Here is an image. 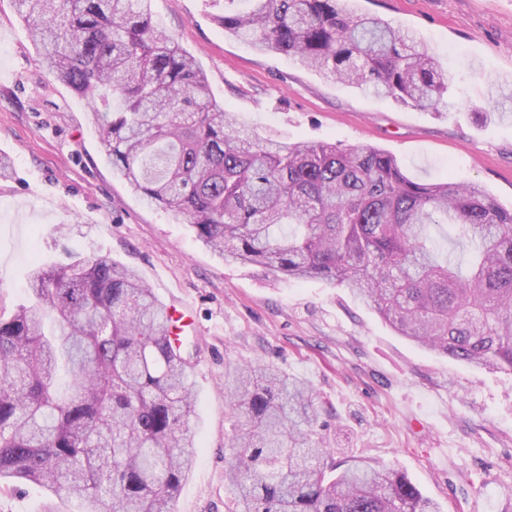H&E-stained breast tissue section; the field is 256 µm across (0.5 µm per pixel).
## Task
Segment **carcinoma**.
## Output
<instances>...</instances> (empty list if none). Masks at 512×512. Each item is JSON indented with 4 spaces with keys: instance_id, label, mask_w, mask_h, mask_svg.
Returning a JSON list of instances; mask_svg holds the SVG:
<instances>
[{
    "instance_id": "1",
    "label": "carcinoma",
    "mask_w": 512,
    "mask_h": 512,
    "mask_svg": "<svg viewBox=\"0 0 512 512\" xmlns=\"http://www.w3.org/2000/svg\"><path fill=\"white\" fill-rule=\"evenodd\" d=\"M150 2L14 0L42 69L92 103L115 174L224 261L346 288L416 345L512 373V208L475 182L414 181L376 148L259 138L213 101ZM248 2L219 22L260 51L412 106L448 94L412 33L350 0ZM30 287L34 303L0 314V483L64 492L82 512H174L195 400L167 307L107 255L41 266ZM224 390L234 512H439L400 471L329 447L307 380L234 365Z\"/></svg>"
}]
</instances>
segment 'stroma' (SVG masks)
Here are the masks:
<instances>
[{"label":"stroma","mask_w":512,"mask_h":512,"mask_svg":"<svg viewBox=\"0 0 512 512\" xmlns=\"http://www.w3.org/2000/svg\"><path fill=\"white\" fill-rule=\"evenodd\" d=\"M414 32L449 78L438 108L380 99L254 49L218 21L224 0H152L153 16L201 66L213 98L262 138L379 148L416 181L454 177L512 207V0H354ZM87 98L40 67L12 0H0V312L30 302L35 262L107 254L169 307L188 306L184 348L198 447L175 512H231L228 364L308 380L331 446L395 467L441 512H512V374L414 345L346 289L225 262L191 227L146 204L112 172ZM0 512H81L66 494L13 480Z\"/></svg>","instance_id":"stroma-1"}]
</instances>
